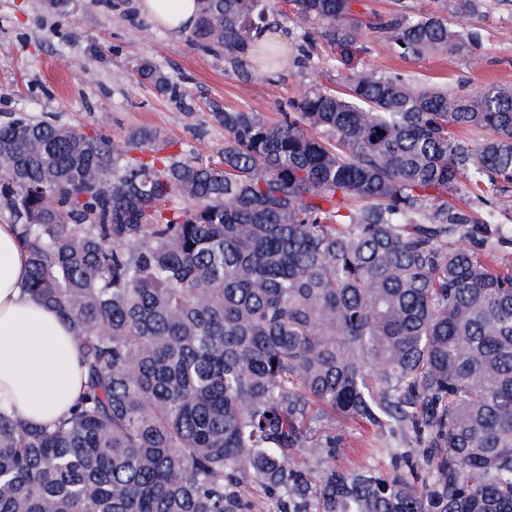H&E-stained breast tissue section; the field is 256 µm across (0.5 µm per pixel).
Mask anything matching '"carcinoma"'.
<instances>
[{"mask_svg": "<svg viewBox=\"0 0 512 512\" xmlns=\"http://www.w3.org/2000/svg\"><path fill=\"white\" fill-rule=\"evenodd\" d=\"M195 2L190 45L243 64L270 0ZM290 2L344 58L368 29L404 57L478 59L409 0ZM132 77L196 118L151 60ZM341 80L276 121L213 106L214 157L156 130L0 124L24 290L84 367L66 419L0 409V512H256L248 487L267 512H512V264L488 265L478 218L512 184V88ZM338 417L416 449L391 475L338 468L342 436L315 427Z\"/></svg>", "mask_w": 512, "mask_h": 512, "instance_id": "cac0c4a2", "label": "carcinoma"}]
</instances>
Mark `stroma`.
Listing matches in <instances>:
<instances>
[{
    "instance_id": "obj_1",
    "label": "stroma",
    "mask_w": 512,
    "mask_h": 512,
    "mask_svg": "<svg viewBox=\"0 0 512 512\" xmlns=\"http://www.w3.org/2000/svg\"><path fill=\"white\" fill-rule=\"evenodd\" d=\"M271 8L275 23L268 35L283 62L268 68L253 58L237 69L195 50L186 36L158 27L142 13L140 0H97L67 15L49 12L44 0H0V120L17 113L51 117L101 129L115 140L151 127L215 152L224 144L222 129L185 119L150 87L136 83L131 70L147 57L186 86L201 111L219 104L277 118L306 87H335L338 72L300 67L308 48L301 35L313 25L294 18L287 0H272ZM447 17L450 25L479 38L480 62L455 55L403 57L367 34L350 64L400 72L417 83L439 82L460 93L512 85V7L483 0L478 12L452 7ZM339 428L347 446L337 465L392 472L391 453H371L367 434L354 422L341 421Z\"/></svg>"
}]
</instances>
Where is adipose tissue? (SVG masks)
I'll use <instances>...</instances> for the list:
<instances>
[{
  "instance_id": "obj_1",
  "label": "adipose tissue",
  "mask_w": 512,
  "mask_h": 512,
  "mask_svg": "<svg viewBox=\"0 0 512 512\" xmlns=\"http://www.w3.org/2000/svg\"><path fill=\"white\" fill-rule=\"evenodd\" d=\"M141 7L174 35L195 20V0H142ZM27 274L13 226L0 224V406L48 424L68 416L80 399L82 358L69 322L23 292Z\"/></svg>"
}]
</instances>
